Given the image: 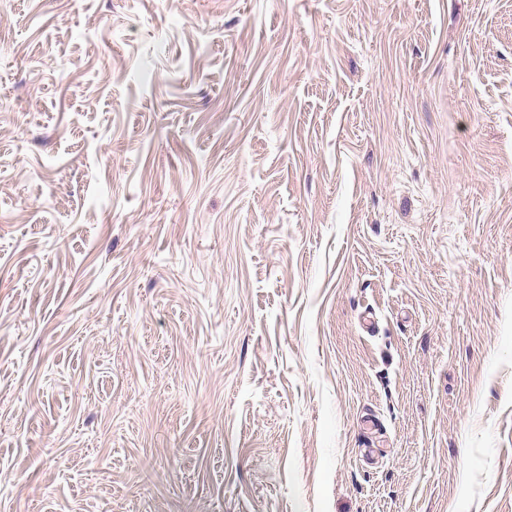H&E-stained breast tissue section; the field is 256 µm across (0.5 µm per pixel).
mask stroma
<instances>
[{
    "instance_id": "obj_1",
    "label": "stroma",
    "mask_w": 512,
    "mask_h": 512,
    "mask_svg": "<svg viewBox=\"0 0 512 512\" xmlns=\"http://www.w3.org/2000/svg\"><path fill=\"white\" fill-rule=\"evenodd\" d=\"M0 512H512V0H0Z\"/></svg>"
}]
</instances>
